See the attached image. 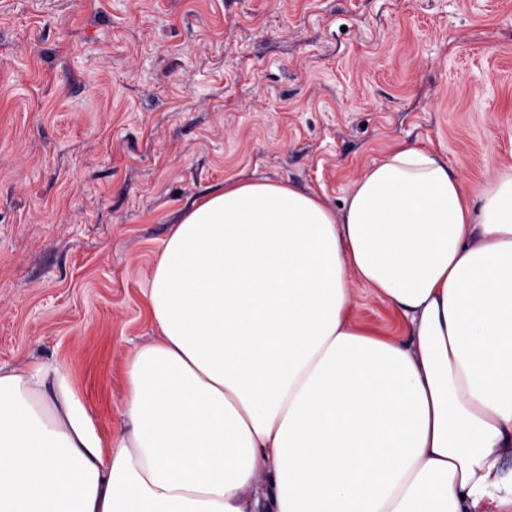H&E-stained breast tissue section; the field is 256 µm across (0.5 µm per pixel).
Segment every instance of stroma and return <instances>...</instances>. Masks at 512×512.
I'll return each mask as SVG.
<instances>
[{
    "mask_svg": "<svg viewBox=\"0 0 512 512\" xmlns=\"http://www.w3.org/2000/svg\"><path fill=\"white\" fill-rule=\"evenodd\" d=\"M401 143L474 198L512 169V0H0V368L64 374L109 447L179 212L253 176L335 208Z\"/></svg>",
    "mask_w": 512,
    "mask_h": 512,
    "instance_id": "35a3bbf8",
    "label": "stroma"
}]
</instances>
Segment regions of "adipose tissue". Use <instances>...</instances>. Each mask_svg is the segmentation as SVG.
<instances>
[{"label":"adipose tissue","instance_id":"ef3b65f1","mask_svg":"<svg viewBox=\"0 0 512 512\" xmlns=\"http://www.w3.org/2000/svg\"><path fill=\"white\" fill-rule=\"evenodd\" d=\"M474 206L392 149L341 210L225 183L171 228L103 450L61 377L0 371V512H512V175ZM360 283L403 319H350Z\"/></svg>","mask_w":512,"mask_h":512}]
</instances>
